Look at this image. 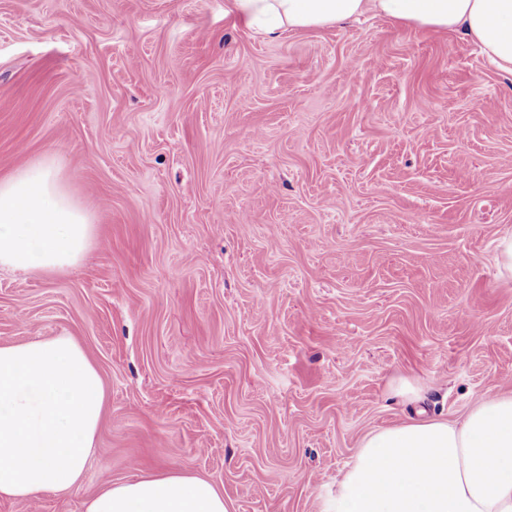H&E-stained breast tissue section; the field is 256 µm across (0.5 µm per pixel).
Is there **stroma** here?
<instances>
[{
    "label": "stroma",
    "mask_w": 512,
    "mask_h": 512,
    "mask_svg": "<svg viewBox=\"0 0 512 512\" xmlns=\"http://www.w3.org/2000/svg\"><path fill=\"white\" fill-rule=\"evenodd\" d=\"M226 0H0V179L57 156L94 240L0 272V345L69 336L105 409L68 494L197 475L322 512L371 430L512 392V74L367 15L275 39Z\"/></svg>",
    "instance_id": "stroma-1"
}]
</instances>
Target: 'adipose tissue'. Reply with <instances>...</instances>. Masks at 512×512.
<instances>
[{"label": "adipose tissue", "mask_w": 512, "mask_h": 512, "mask_svg": "<svg viewBox=\"0 0 512 512\" xmlns=\"http://www.w3.org/2000/svg\"><path fill=\"white\" fill-rule=\"evenodd\" d=\"M247 28L275 38L370 13L463 32L512 73V0H230ZM93 236L49 156L0 180V268L57 273ZM104 407L79 344L55 336L0 345V497L68 492L83 477ZM86 512H227L209 480L165 474L106 485ZM323 512H512V394L476 400L458 420L416 419L367 434Z\"/></svg>", "instance_id": "obj_1"}]
</instances>
